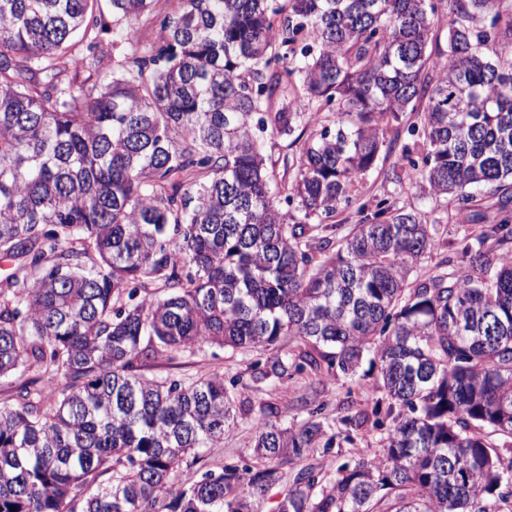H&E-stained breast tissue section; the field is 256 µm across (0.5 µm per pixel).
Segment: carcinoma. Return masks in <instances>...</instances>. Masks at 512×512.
Returning a JSON list of instances; mask_svg holds the SVG:
<instances>
[{
  "label": "carcinoma",
  "instance_id": "cac0c4a2",
  "mask_svg": "<svg viewBox=\"0 0 512 512\" xmlns=\"http://www.w3.org/2000/svg\"><path fill=\"white\" fill-rule=\"evenodd\" d=\"M158 2L110 0L108 22L99 0H0V378L36 374L0 403V512H261L280 486L277 512H505L512 0ZM157 16L141 43L136 21ZM306 100L335 129L279 181L265 136L315 126ZM407 112L409 184L474 230L382 200L332 242ZM205 344L266 356L274 384L307 378L308 411L284 426L261 404L245 455L195 477L237 384L142 369ZM366 357L378 397L333 432L309 397ZM370 421L378 456L314 462Z\"/></svg>",
  "mask_w": 512,
  "mask_h": 512
}]
</instances>
